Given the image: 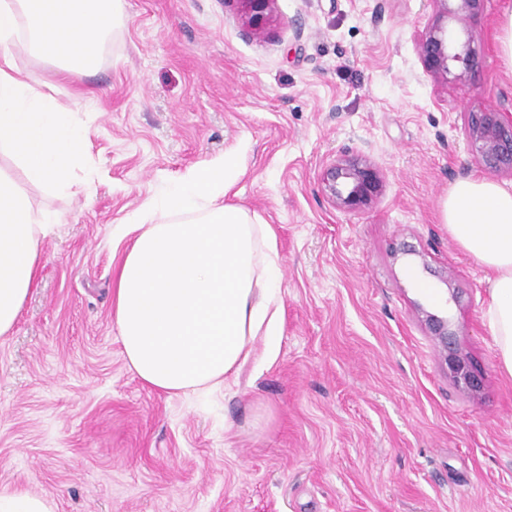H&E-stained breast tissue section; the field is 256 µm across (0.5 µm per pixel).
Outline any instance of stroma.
Listing matches in <instances>:
<instances>
[{
	"label": "stroma",
	"instance_id": "35a3bbf8",
	"mask_svg": "<svg viewBox=\"0 0 512 512\" xmlns=\"http://www.w3.org/2000/svg\"><path fill=\"white\" fill-rule=\"evenodd\" d=\"M505 3L487 0L480 64L455 83L418 59L430 0H275L259 39L236 0H125L97 71L59 80L21 56L88 143L71 196L30 191L60 224L0 339V485L55 512H512V376L483 319L487 273L441 218L449 185L482 173L466 113L512 110ZM360 151L384 191L344 212L322 173ZM225 155L239 164L225 202L276 235L277 353L256 337L223 393L171 396L128 367L113 326L116 234ZM403 242L426 265L394 259ZM429 311L449 314L477 387L449 368ZM499 52L501 66L506 75L512 76V4L508 2L499 23Z\"/></svg>",
	"mask_w": 512,
	"mask_h": 512
}]
</instances>
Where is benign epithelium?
I'll use <instances>...</instances> for the list:
<instances>
[{"mask_svg": "<svg viewBox=\"0 0 512 512\" xmlns=\"http://www.w3.org/2000/svg\"><path fill=\"white\" fill-rule=\"evenodd\" d=\"M247 18V34L264 35L275 0H236ZM436 17L417 43V54L426 71L443 80L467 77L479 65L471 47V27L482 14L485 0H430ZM464 132L471 154L485 170L512 175V113L487 108L468 113ZM324 191L339 210L358 212L371 205L383 192L384 181L378 166L368 155H343L327 165ZM426 321L445 348L454 345L451 319L447 315L426 314Z\"/></svg>", "mask_w": 512, "mask_h": 512, "instance_id": "1", "label": "benign epithelium"}]
</instances>
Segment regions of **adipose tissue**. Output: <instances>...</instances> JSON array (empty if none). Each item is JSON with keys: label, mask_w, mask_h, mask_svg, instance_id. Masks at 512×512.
Masks as SVG:
<instances>
[{"label": "adipose tissue", "mask_w": 512, "mask_h": 512, "mask_svg": "<svg viewBox=\"0 0 512 512\" xmlns=\"http://www.w3.org/2000/svg\"><path fill=\"white\" fill-rule=\"evenodd\" d=\"M123 0H0V339L32 291L45 239L58 215L37 207L35 187L72 188L86 155L75 111L37 90L20 55L59 73H90L122 23ZM238 174L220 158L171 180L145 200L123 231L135 239L113 283L112 320L129 368L169 395L221 390L252 353L255 337L275 355L281 325L276 237L246 210L224 202ZM451 239L488 273L483 317L502 371L512 376V186L485 176L455 181L441 204Z\"/></svg>", "instance_id": "obj_1"}]
</instances>
